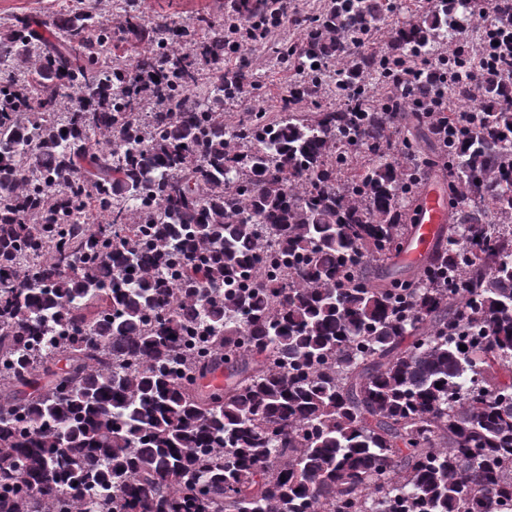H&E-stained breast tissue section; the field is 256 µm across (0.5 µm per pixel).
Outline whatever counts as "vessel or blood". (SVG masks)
Here are the masks:
<instances>
[{
	"instance_id": "b4317fda",
	"label": "vessel or blood",
	"mask_w": 512,
	"mask_h": 512,
	"mask_svg": "<svg viewBox=\"0 0 512 512\" xmlns=\"http://www.w3.org/2000/svg\"><path fill=\"white\" fill-rule=\"evenodd\" d=\"M448 222V211L441 194L427 188L414 214V227L400 259L409 264L425 260L437 244L444 224Z\"/></svg>"
}]
</instances>
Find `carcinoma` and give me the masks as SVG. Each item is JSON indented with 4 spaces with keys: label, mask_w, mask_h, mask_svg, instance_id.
Returning <instances> with one entry per match:
<instances>
[{
    "label": "carcinoma",
    "mask_w": 512,
    "mask_h": 512,
    "mask_svg": "<svg viewBox=\"0 0 512 512\" xmlns=\"http://www.w3.org/2000/svg\"><path fill=\"white\" fill-rule=\"evenodd\" d=\"M44 38L0 43V512H497L512 506V101L501 74H448L450 113L369 95L302 111L326 63L382 8L347 0L280 63L305 68L276 119L232 128L224 26L202 41L100 0ZM512 23V0H432L396 56ZM151 43V49L143 47ZM182 44L192 52L168 60ZM389 80L381 55L340 67ZM80 95L90 111L57 118ZM159 96L168 112H142ZM475 105L463 130L452 109ZM429 124L453 222L421 275L379 285L356 260L399 248ZM368 159L358 164L357 154ZM103 224H84L86 206ZM278 249L274 273L263 261ZM467 350H460V346ZM222 371V386L205 383Z\"/></svg>",
    "instance_id": "1"
}]
</instances>
